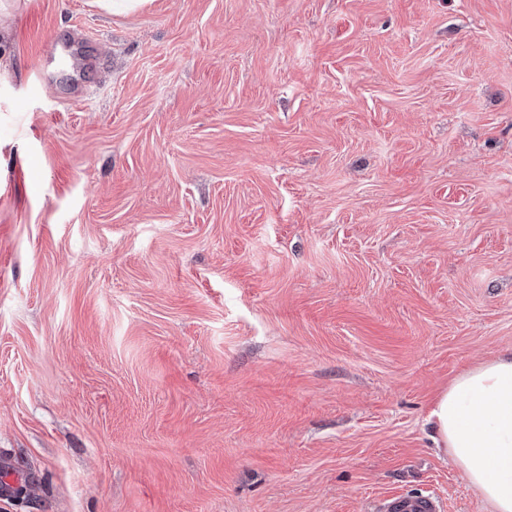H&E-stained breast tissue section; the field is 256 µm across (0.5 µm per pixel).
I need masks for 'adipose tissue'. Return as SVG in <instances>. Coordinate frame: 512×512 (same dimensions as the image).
Instances as JSON below:
<instances>
[{
	"mask_svg": "<svg viewBox=\"0 0 512 512\" xmlns=\"http://www.w3.org/2000/svg\"><path fill=\"white\" fill-rule=\"evenodd\" d=\"M437 447L492 512H512V351L457 375L429 412Z\"/></svg>",
	"mask_w": 512,
	"mask_h": 512,
	"instance_id": "ef3b65f1",
	"label": "adipose tissue"
}]
</instances>
